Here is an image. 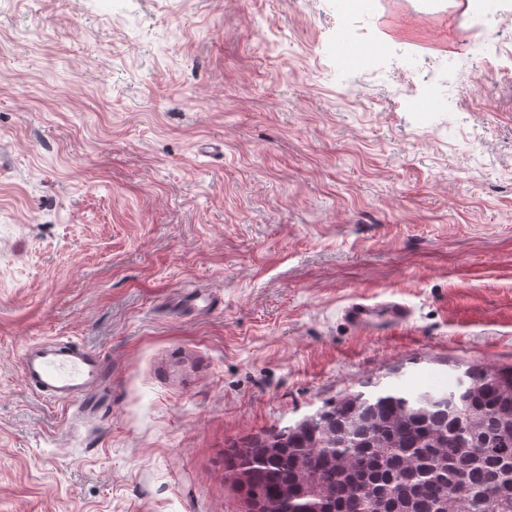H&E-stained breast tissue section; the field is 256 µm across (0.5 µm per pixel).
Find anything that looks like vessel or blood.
Here are the masks:
<instances>
[{"label":"vessel or blood","mask_w":512,"mask_h":512,"mask_svg":"<svg viewBox=\"0 0 512 512\" xmlns=\"http://www.w3.org/2000/svg\"><path fill=\"white\" fill-rule=\"evenodd\" d=\"M336 49L353 62L370 64L379 53L376 45L362 47L340 36ZM355 332L369 334L384 326H401L411 311L401 302L352 301L343 310ZM21 374L28 388L40 397L76 410L85 421L102 417L112 407L105 397L110 380L108 365L95 352L71 342L36 341L21 354Z\"/></svg>","instance_id":"1"}]
</instances>
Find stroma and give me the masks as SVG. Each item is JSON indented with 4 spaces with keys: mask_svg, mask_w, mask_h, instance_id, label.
<instances>
[{
    "mask_svg": "<svg viewBox=\"0 0 512 512\" xmlns=\"http://www.w3.org/2000/svg\"><path fill=\"white\" fill-rule=\"evenodd\" d=\"M336 2L0 0V512H246L232 446L512 364V0ZM191 289L221 308L165 315ZM54 337L108 418L25 386ZM336 49L338 53L346 56L353 62L358 63L359 65H369L372 59L379 53L380 47L379 45H371L366 47H361L353 42H351L346 33H343L338 42ZM343 317L355 332L370 334L382 330L386 325L406 324L411 317V311L401 302L367 303L363 299H357L344 308ZM21 374L28 388L85 421L101 418L112 408V391L104 399L109 366L95 352L72 342L36 341L21 354Z\"/></svg>",
    "mask_w": 512,
    "mask_h": 512,
    "instance_id": "stroma-1",
    "label": "stroma"
}]
</instances>
